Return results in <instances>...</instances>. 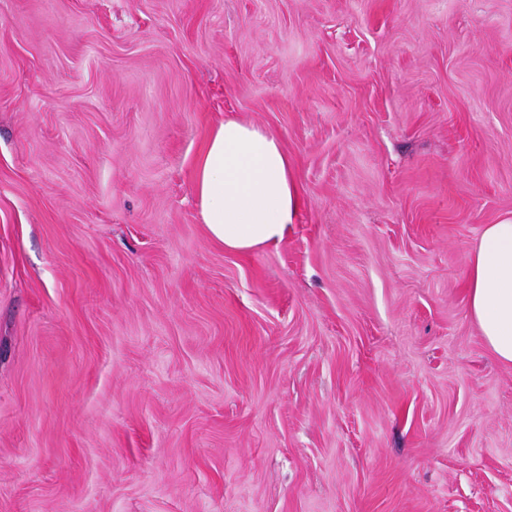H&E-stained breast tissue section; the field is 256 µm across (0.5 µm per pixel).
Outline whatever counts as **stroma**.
<instances>
[{
  "label": "stroma",
  "instance_id": "1",
  "mask_svg": "<svg viewBox=\"0 0 512 512\" xmlns=\"http://www.w3.org/2000/svg\"><path fill=\"white\" fill-rule=\"evenodd\" d=\"M259 126L302 206L224 251ZM512 0H0V512H512ZM194 191L208 237L236 253L277 247L301 207L291 159L278 139L232 119L211 130ZM468 311L504 364H512V219L486 225L467 272Z\"/></svg>",
  "mask_w": 512,
  "mask_h": 512
}]
</instances>
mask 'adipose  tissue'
<instances>
[{
  "instance_id": "obj_1",
  "label": "adipose tissue",
  "mask_w": 512,
  "mask_h": 512,
  "mask_svg": "<svg viewBox=\"0 0 512 512\" xmlns=\"http://www.w3.org/2000/svg\"><path fill=\"white\" fill-rule=\"evenodd\" d=\"M194 191L208 237L236 253L281 244L301 207L292 162L278 139L232 119L211 130L195 166ZM467 291L469 314L485 343L512 364V219L483 228Z\"/></svg>"
}]
</instances>
